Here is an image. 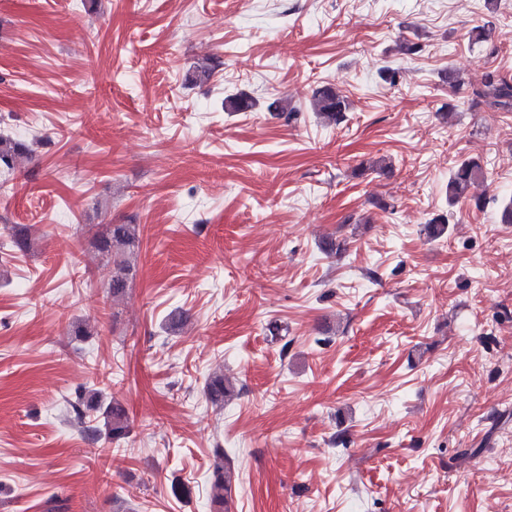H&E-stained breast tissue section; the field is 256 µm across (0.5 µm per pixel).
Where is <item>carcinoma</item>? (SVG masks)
<instances>
[{"label": "carcinoma", "instance_id": "1", "mask_svg": "<svg viewBox=\"0 0 512 512\" xmlns=\"http://www.w3.org/2000/svg\"><path fill=\"white\" fill-rule=\"evenodd\" d=\"M473 95L488 107L500 112H512V78L498 73L486 75L482 86L473 91ZM254 100L246 94H234L224 98V110L227 112H246L253 108ZM312 109L329 124H338L347 111V100L340 91L324 86L317 89L311 101ZM25 144L8 135L0 134V170H11L17 159L27 154ZM486 171L481 160L467 158L458 163L448 178V198L455 201L469 196L470 189L482 183ZM140 242V227L137 224H110L106 231L96 239V248L104 255L117 253L132 254ZM30 246L29 235L24 227H13L10 237L11 250L23 252ZM134 266L127 259L113 261V270L108 284L112 298L123 296L129 280L133 278ZM206 394L215 404L224 403V398L233 395V387L224 382L221 375L214 376L206 384ZM75 416L90 425L84 431L91 442L101 440L118 442L128 437L130 425L125 407L116 400L104 401L103 395L96 390L79 393L77 401L71 403ZM230 459L224 449L214 452L212 465L210 502L215 512H223L224 504L230 494L228 465Z\"/></svg>", "mask_w": 512, "mask_h": 512}]
</instances>
